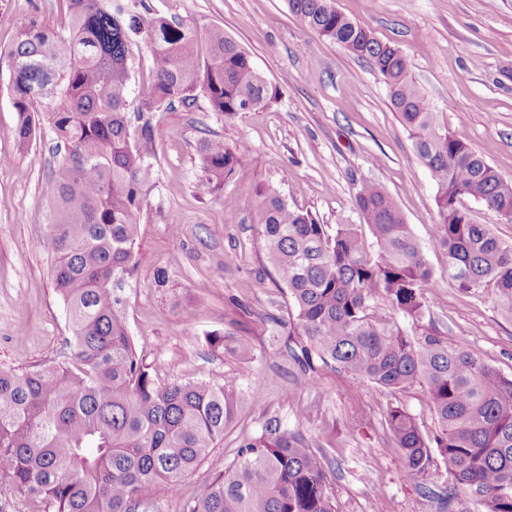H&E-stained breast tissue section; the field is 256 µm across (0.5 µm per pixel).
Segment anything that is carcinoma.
Instances as JSON below:
<instances>
[{"label":"carcinoma","mask_w":512,"mask_h":512,"mask_svg":"<svg viewBox=\"0 0 512 512\" xmlns=\"http://www.w3.org/2000/svg\"><path fill=\"white\" fill-rule=\"evenodd\" d=\"M67 24L31 17L10 48L14 137L25 150L46 130L64 147L46 182L49 246L72 336L64 360L32 372L0 369V497L13 491L44 512H157L224 436L244 401L238 388L161 384L133 349L116 293L134 267L139 217L155 168L152 114L206 98L235 116L270 99L265 78L222 28L203 33L144 18L122 0H66ZM306 27L367 61L437 185L436 220L448 280L462 293L488 284L512 318V245L471 221L463 201L512 217V183L454 137L410 74L406 55L336 9L335 0H288ZM146 35L154 78L127 112L128 59ZM203 183L218 189L245 158L211 138L199 144ZM354 205L375 238L367 251L356 224H322L273 189L255 188L251 208L268 258L288 294L291 320L270 312L251 330L289 335L298 370L339 368L381 391L425 388L438 424L426 437L402 406L385 423L403 477L421 483L432 452L446 464L443 508L462 492L484 512H512V378L448 346L432 331L416 338L374 316L383 298L414 324L426 314L433 273L394 198L363 180ZM180 512H335L323 458L280 419L265 420L234 459L184 501Z\"/></svg>","instance_id":"1"}]
</instances>
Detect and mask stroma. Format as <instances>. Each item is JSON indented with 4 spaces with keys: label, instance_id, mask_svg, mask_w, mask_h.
Masks as SVG:
<instances>
[{
    "label": "stroma",
    "instance_id": "stroma-1",
    "mask_svg": "<svg viewBox=\"0 0 512 512\" xmlns=\"http://www.w3.org/2000/svg\"><path fill=\"white\" fill-rule=\"evenodd\" d=\"M147 17L198 30L223 28L250 55L274 95L265 107L234 117L193 110L154 113L149 147L156 170L151 207L139 221L135 266L119 292L135 350L161 383L206 382L259 388L240 408L209 456L182 480L160 512H179L197 487L232 460L241 436L279 417L330 462L336 512H443L446 464L434 455L425 485L407 482L384 418L402 405L423 434L437 423L424 388L374 391L350 374L321 368L308 382L268 333L246 332L231 298L253 315L287 316V295L266 258L249 199L274 189L295 210L323 224H356L355 188L367 179L397 201L434 272L422 325L449 345L463 344L512 377V320L501 316L493 287L464 294L449 282L435 224L436 183L418 160L392 108L387 85L363 61L293 16L287 0H136ZM339 11L399 47L411 74L455 137L512 182V0H335ZM64 24L62 0H0V369L33 371L61 361L70 336L47 247L52 205L44 186L56 165L42 133L27 150L14 139L16 110L7 53L29 16ZM220 138L245 165L222 189L201 184L198 145ZM239 198L228 208L225 196ZM233 333L252 351L242 358L210 347ZM293 392L285 401V392Z\"/></svg>",
    "mask_w": 512,
    "mask_h": 512
}]
</instances>
